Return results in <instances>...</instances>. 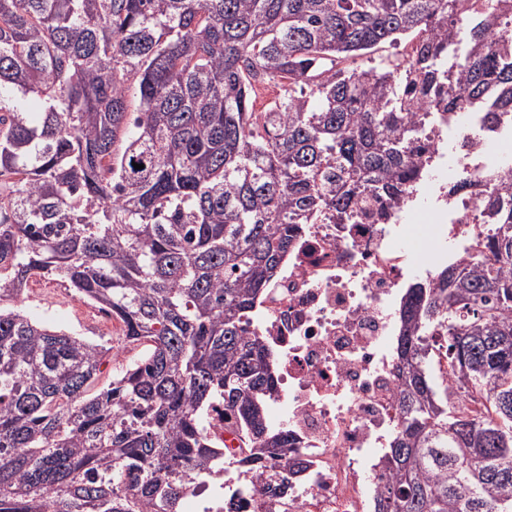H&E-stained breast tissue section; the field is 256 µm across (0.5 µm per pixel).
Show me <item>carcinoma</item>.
Segmentation results:
<instances>
[{"label":"carcinoma","mask_w":512,"mask_h":512,"mask_svg":"<svg viewBox=\"0 0 512 512\" xmlns=\"http://www.w3.org/2000/svg\"><path fill=\"white\" fill-rule=\"evenodd\" d=\"M461 112L512 119V0H0V512H180L220 406L243 463L288 456L260 296L304 225L401 203ZM478 206L494 233L404 298L375 512H512V180ZM35 276L144 353L95 387L112 347L24 314Z\"/></svg>","instance_id":"carcinoma-1"}]
</instances>
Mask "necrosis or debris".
Wrapping results in <instances>:
<instances>
[{
	"mask_svg": "<svg viewBox=\"0 0 512 512\" xmlns=\"http://www.w3.org/2000/svg\"><path fill=\"white\" fill-rule=\"evenodd\" d=\"M469 133L458 122L431 128L426 194H410L391 222L306 226L251 325L279 358L267 418L287 428L305 468L287 472L274 456L263 468H244L247 448L232 425L210 413L206 434L224 471L187 480L188 512H373L384 481L380 460L398 417L396 338L405 294L414 283L432 282L442 264L473 253L476 196H447L443 181L465 173L478 182L506 171L490 160L488 139L449 153L450 139ZM281 482L288 485L283 495L272 490Z\"/></svg>",
	"mask_w": 512,
	"mask_h": 512,
	"instance_id": "1",
	"label": "necrosis or debris"
}]
</instances>
